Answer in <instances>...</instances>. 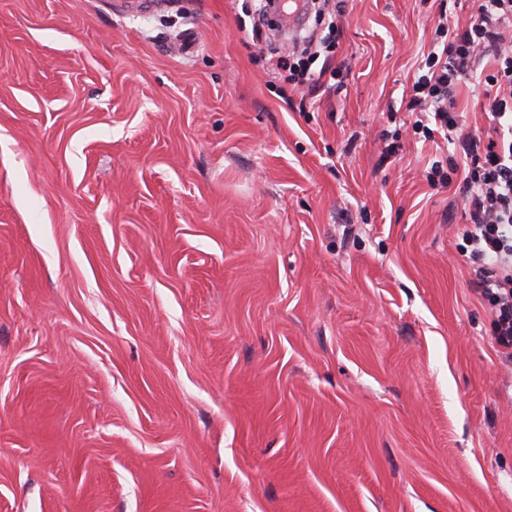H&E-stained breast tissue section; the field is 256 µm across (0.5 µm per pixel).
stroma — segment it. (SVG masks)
<instances>
[{
	"mask_svg": "<svg viewBox=\"0 0 512 512\" xmlns=\"http://www.w3.org/2000/svg\"><path fill=\"white\" fill-rule=\"evenodd\" d=\"M335 3L344 86L283 98L257 0H0V512H512L458 153L406 110L477 4Z\"/></svg>",
	"mask_w": 512,
	"mask_h": 512,
	"instance_id": "obj_1",
	"label": "stroma"
}]
</instances>
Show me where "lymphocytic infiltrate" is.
Returning <instances> with one entry per match:
<instances>
[{
	"instance_id": "obj_1",
	"label": "lymphocytic infiltrate",
	"mask_w": 512,
	"mask_h": 512,
	"mask_svg": "<svg viewBox=\"0 0 512 512\" xmlns=\"http://www.w3.org/2000/svg\"><path fill=\"white\" fill-rule=\"evenodd\" d=\"M512 0H479L464 27L440 15L438 38L425 69L413 85V107L431 115L437 132L463 152L462 193L469 222L460 236L473 264V290L493 315L491 342L512 360ZM494 69L486 75L483 111L490 136L464 132L454 110L453 89L482 58Z\"/></svg>"
}]
</instances>
